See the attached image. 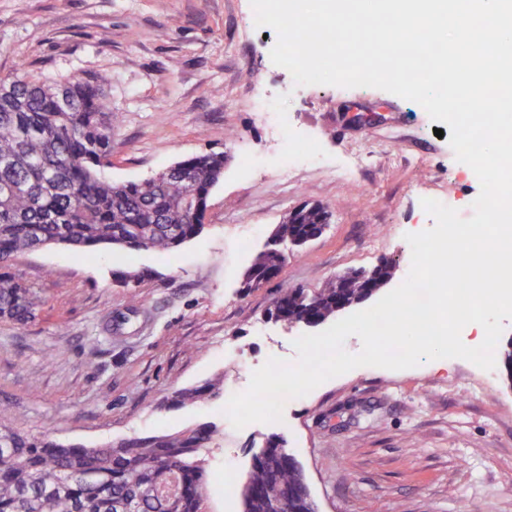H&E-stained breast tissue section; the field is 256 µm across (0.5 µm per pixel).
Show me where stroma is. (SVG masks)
<instances>
[{"mask_svg": "<svg viewBox=\"0 0 512 512\" xmlns=\"http://www.w3.org/2000/svg\"><path fill=\"white\" fill-rule=\"evenodd\" d=\"M250 0H0V76L103 75L112 114L105 174L141 180L202 152L224 155L203 231L169 253L84 255L57 246L17 257L43 300L25 325L0 319V403L31 435L101 446L204 422L223 431L206 470L210 512H241L253 453L282 440L319 512H512V378L460 358L434 371L358 367L287 400L279 423L235 429L222 409L268 358H298L303 325L269 319L279 289H319L388 263L408 276L406 234L432 227L422 199L473 214L480 182L416 102L372 87L295 85L273 64L275 31L249 27ZM304 136L320 157L278 169ZM318 203L325 233L288 251L259 288L244 273L288 213ZM153 270L130 293L110 272ZM220 377L224 392L174 408L172 392Z\"/></svg>", "mask_w": 512, "mask_h": 512, "instance_id": "stroma-1", "label": "stroma"}]
</instances>
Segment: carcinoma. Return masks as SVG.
<instances>
[{
  "mask_svg": "<svg viewBox=\"0 0 512 512\" xmlns=\"http://www.w3.org/2000/svg\"><path fill=\"white\" fill-rule=\"evenodd\" d=\"M101 77L49 80L18 66L0 78V318L34 321L37 291L9 271L20 253L64 246L85 253L119 248L170 252L203 230L187 200L207 207L224 175V153L189 156L161 178L114 182L104 174L112 156V113ZM324 233L320 212L284 222L248 268L262 286L282 272L284 246ZM124 288L153 276L148 268L115 269ZM366 282L350 273L310 291L282 288L269 314L314 327L336 316V300L360 304ZM223 381L174 392L169 405L204 404ZM0 407V512H209L206 453L221 435L212 423L124 440L108 446L29 436L4 424ZM242 512H312L313 500L295 458L278 442L251 466Z\"/></svg>",
  "mask_w": 512,
  "mask_h": 512,
  "instance_id": "carcinoma-1",
  "label": "carcinoma"
}]
</instances>
